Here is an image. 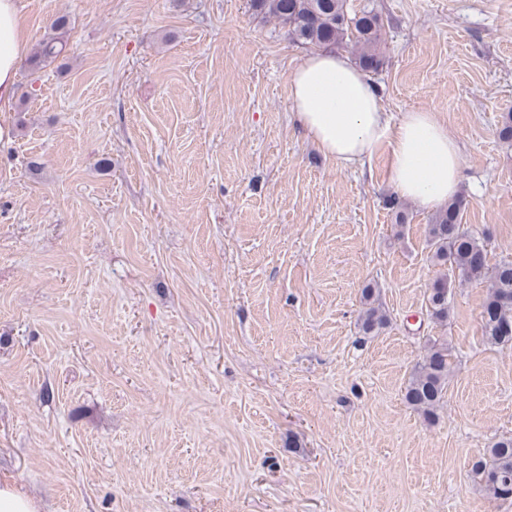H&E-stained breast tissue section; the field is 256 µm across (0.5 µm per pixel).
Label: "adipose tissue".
<instances>
[{
    "label": "adipose tissue",
    "mask_w": 512,
    "mask_h": 512,
    "mask_svg": "<svg viewBox=\"0 0 512 512\" xmlns=\"http://www.w3.org/2000/svg\"><path fill=\"white\" fill-rule=\"evenodd\" d=\"M27 51L17 0H0V112L9 111L16 97L18 66ZM289 86L298 127L327 158L363 165L385 143L387 179L401 198L433 211L458 195L461 148L438 112L413 110L392 119L366 74L332 52L307 56Z\"/></svg>",
    "instance_id": "ef3b65f1"
}]
</instances>
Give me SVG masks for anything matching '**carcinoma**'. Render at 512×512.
Masks as SVG:
<instances>
[{
  "label": "carcinoma",
  "instance_id": "obj_1",
  "mask_svg": "<svg viewBox=\"0 0 512 512\" xmlns=\"http://www.w3.org/2000/svg\"><path fill=\"white\" fill-rule=\"evenodd\" d=\"M251 6L287 27L288 35L301 45L323 51L350 45L363 70L375 71L382 64L383 22L372 9L352 14L348 0H251ZM66 25L63 16L55 20L54 34L40 43L36 60H51L63 51L61 30ZM463 206L461 200L448 203L429 225L433 258L444 271L431 288L428 314L438 324L448 320V274L465 281L486 279L490 289L481 314L483 335L493 345L512 348V261L489 265L484 243L461 224ZM375 293L369 286L362 289L365 309L360 315V331L366 336L378 333L388 323L387 315L375 305ZM449 371L448 345L429 341L406 386V401L426 417L435 416L447 391ZM472 470L492 498L512 501V437L494 442L473 463Z\"/></svg>",
  "mask_w": 512,
  "mask_h": 512
}]
</instances>
